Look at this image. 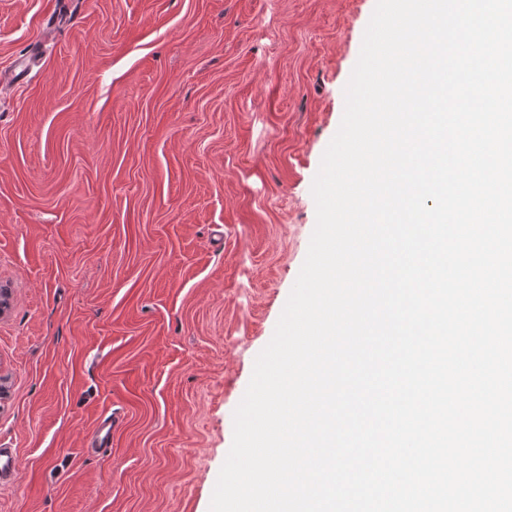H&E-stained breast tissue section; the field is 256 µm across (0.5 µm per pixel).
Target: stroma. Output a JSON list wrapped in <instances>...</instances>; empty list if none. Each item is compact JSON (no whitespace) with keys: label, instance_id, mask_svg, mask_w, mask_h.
I'll return each instance as SVG.
<instances>
[{"label":"stroma","instance_id":"stroma-1","mask_svg":"<svg viewBox=\"0 0 512 512\" xmlns=\"http://www.w3.org/2000/svg\"><path fill=\"white\" fill-rule=\"evenodd\" d=\"M375 4L0 0V512H209ZM114 432V420L112 414H105L99 417L92 432L94 452H105L112 449V434Z\"/></svg>","mask_w":512,"mask_h":512}]
</instances>
